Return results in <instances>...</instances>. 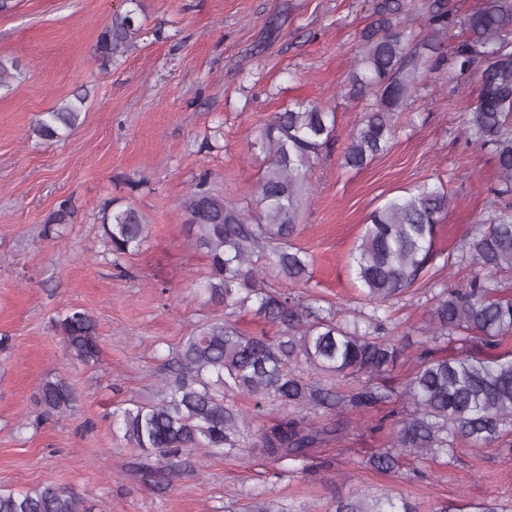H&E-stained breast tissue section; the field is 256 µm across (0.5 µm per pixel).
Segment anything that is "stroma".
<instances>
[{
    "instance_id": "1",
    "label": "stroma",
    "mask_w": 512,
    "mask_h": 512,
    "mask_svg": "<svg viewBox=\"0 0 512 512\" xmlns=\"http://www.w3.org/2000/svg\"><path fill=\"white\" fill-rule=\"evenodd\" d=\"M147 32L101 69L93 50L123 0H14L0 13V56L24 75L0 89V489L44 484L77 493L85 512H242L274 500L287 512H334L353 492L404 497L419 512H512V435L485 447L459 441L455 458L404 456L380 474L366 464L391 443L382 410H349L337 438L305 461H275L256 450L198 458L196 472L158 490L134 470L145 454L113 426L111 412L156 398L163 367L184 336L215 318L246 334L272 333L250 311L204 304L197 284L208 259L192 246L180 207L200 173L226 203L250 200L267 154L260 130L298 100L335 111L340 135L309 173L295 243L311 258L294 291L332 303L353 319L362 303L350 254L369 214L385 198L422 183L441 184L452 204L435 228L428 272L393 308L396 336L427 339L432 291L467 281L448 267L466 252L496 202L491 152L469 144L464 107L478 80L429 73L397 113L392 148L369 166L343 167L344 135L364 117L365 100L342 98L359 35L374 0H143ZM87 88L80 125L64 141L32 134L37 117ZM72 223L46 233L62 201ZM132 205L148 221L142 250L114 267L101 210ZM87 310L101 338L98 362L65 353L53 321ZM63 378L72 411L42 417L41 382Z\"/></svg>"
}]
</instances>
